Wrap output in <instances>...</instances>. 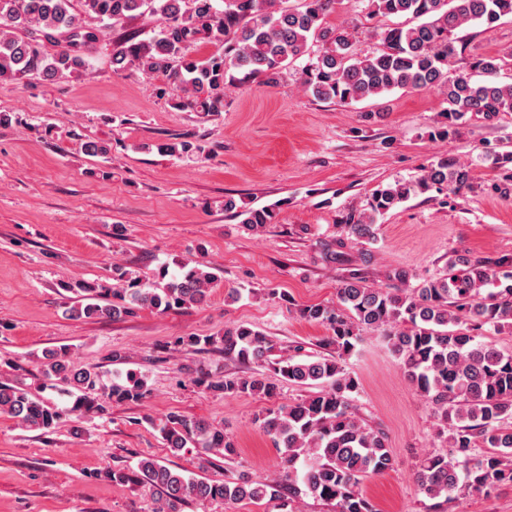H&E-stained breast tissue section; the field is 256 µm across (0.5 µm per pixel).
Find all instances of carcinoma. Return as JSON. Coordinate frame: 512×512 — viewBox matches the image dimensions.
<instances>
[{
    "label": "carcinoma",
    "instance_id": "obj_1",
    "mask_svg": "<svg viewBox=\"0 0 512 512\" xmlns=\"http://www.w3.org/2000/svg\"><path fill=\"white\" fill-rule=\"evenodd\" d=\"M79 2L81 18L73 0H0V81H53L85 69L102 28L140 16L147 7L163 19V27L147 40L114 47L112 64L164 77L159 95L181 91L178 106L183 108L221 111L228 84L260 78L268 87L277 85L316 41L321 49L300 73L306 91L350 104L395 89L435 90L448 107L446 121L429 131L431 140L454 137L469 114L492 121L512 112V83L498 79L500 58L480 56L460 66L454 38L466 25L512 17V0H368L369 16H404L406 21L384 31L385 49L363 57L351 50L349 28L326 22L335 0H299L293 7L283 0H224L222 7L219 0ZM199 37L216 50L189 55L187 44ZM48 44L60 50L50 54ZM156 149L168 156L201 152L189 140ZM471 188L469 167L441 157L412 180L376 189L363 212L345 219L342 233L370 242L376 216L409 198L432 191L458 195ZM242 215L243 223L259 230L273 223L276 213L262 207ZM393 279L400 287L386 291L353 275L339 288L336 304L299 309L303 319L330 331L325 346L336 350L334 356H278L271 337L246 325L218 337L176 339L189 347L219 343L225 358L258 367L249 375L198 377V384L226 397L275 399L284 382L318 391L267 408L256 418L282 455V470L271 480L186 477L153 458L140 460L142 476L162 492L153 512H180L188 497L226 505L274 502L281 512H294L288 506L303 496L334 502L337 512H376L359 486L364 478L392 469L395 458L386 434L356 415L353 394L359 383L344 365L368 332L381 335L447 433L449 450L427 452L419 462V492L447 500L462 487L480 494L512 486V353L489 339L512 328V259L503 257L492 266L450 260L448 273L417 286L405 270L394 272ZM502 279L510 284L488 289ZM217 281L203 263L186 260L178 274L170 277L162 268L152 282L115 264L109 286L77 281L63 289L76 296L67 310L71 317L115 321L143 308L167 313L201 306ZM41 363L47 380L79 395L72 407L59 408L20 386L0 383V414L27 430L50 432L83 413L104 415L114 402H141L149 394L142 374L128 370L106 385L98 366L77 368L64 349L42 351ZM154 427L174 454L194 447L226 460L236 455L223 429L178 412L167 413Z\"/></svg>",
    "mask_w": 512,
    "mask_h": 512
}]
</instances>
